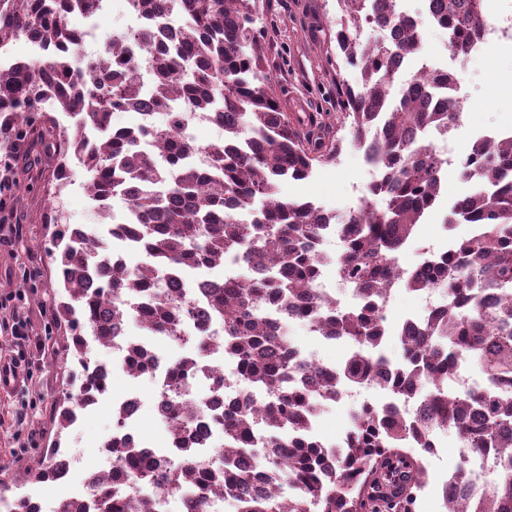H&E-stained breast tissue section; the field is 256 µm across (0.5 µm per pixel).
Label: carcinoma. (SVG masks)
Returning a JSON list of instances; mask_svg holds the SVG:
<instances>
[{"label": "carcinoma", "mask_w": 512, "mask_h": 512, "mask_svg": "<svg viewBox=\"0 0 512 512\" xmlns=\"http://www.w3.org/2000/svg\"><path fill=\"white\" fill-rule=\"evenodd\" d=\"M136 2L155 18L149 36L134 50L107 42L75 68L84 36L73 17L88 16L101 0H0V51L23 37L41 41L46 52L0 63V137L27 142L34 165L55 163L43 187L51 199L77 159L89 195L104 202L101 212L114 197L126 201L133 220L109 231L136 243L146 258L134 267L112 260L98 277L88 256L98 249L95 233L53 224V261L69 297L55 316L70 333L77 395L72 406L55 405V441L22 475L51 480L62 431L76 422L77 410L112 390V379L89 356L90 343L108 345L131 321L177 340L182 324L203 313L222 326L223 337L194 338L195 355L169 367V392L181 395L199 379L204 359L237 364L248 397L216 416L224 445L214 460H151L113 439L112 474L90 477L86 498H63L57 512H163L164 500L136 494L144 479L190 498V512H213L218 500L236 512H415L428 480L423 455L438 447L440 432L454 433L464 449L442 485L445 512H512V142H480L462 163L460 176L473 191L453 202L445 223L477 226L481 234L456 239L429 258L428 272L401 279L399 254L444 193L429 135L451 134L460 112L451 99L438 110L432 102L455 76L412 73L403 80L391 68L393 58L417 52L415 39L403 34L396 0H336V58L357 68L359 79L344 88V112L334 123L282 107L261 27L270 0ZM433 10L448 48L467 54L479 26L473 0H433ZM388 31L398 40L388 41ZM144 55L154 68L147 86L136 75ZM117 109L134 122L112 128ZM144 109L165 114V123L148 122ZM56 112L73 124L60 125ZM188 112L222 126L224 135L205 146L177 137ZM344 127L346 140L338 136ZM345 141L366 151L379 174L358 212L329 224L312 200L280 196L282 181L309 178L336 160ZM247 210L251 219H239ZM333 227L343 236L335 271L354 295L344 307L316 290L326 264L321 241ZM229 257L247 274L206 284L197 299L184 296L173 278L221 267ZM403 287L443 289L448 305L415 326L392 328L379 310ZM272 309L349 341L353 350L330 370L308 368L291 354ZM470 360L481 370L476 386L449 392V377ZM125 361L131 373H149L137 344H128ZM379 369L386 400L349 412L343 447L328 455L311 434L313 418ZM209 398L168 403L172 448L186 451L183 432ZM406 400L413 411L398 412ZM258 412L266 423L259 436Z\"/></svg>", "instance_id": "carcinoma-1"}]
</instances>
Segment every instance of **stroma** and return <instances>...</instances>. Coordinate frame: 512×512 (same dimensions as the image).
<instances>
[{
	"mask_svg": "<svg viewBox=\"0 0 512 512\" xmlns=\"http://www.w3.org/2000/svg\"><path fill=\"white\" fill-rule=\"evenodd\" d=\"M274 24L267 30L270 69L288 111L332 112L336 109V84L347 68L329 65L336 51V0H271ZM459 94L467 112L454 133L458 146L488 129L512 128V41L491 46L486 53L456 65ZM69 185L57 204H49L42 186L50 174L45 164L18 165L13 196L0 207V229L14 227L9 242L0 241V298L21 291L29 320L30 336L20 340L0 327V352L22 362L27 377L15 391L0 392V463L39 459L53 440L76 456L69 484L14 481L9 494H34L56 501L83 493L86 470L94 465L99 441L112 430V407L105 404L79 411L77 422L63 435H56L51 422L53 404L67 389L69 370L75 361L65 352L67 331L53 317L55 304L68 296L57 281L55 265L48 253L52 246L51 225L46 218L56 214L59 223L98 226L102 220L87 190V174L71 162ZM367 180L359 152L345 147L336 162L318 167L304 181L287 180L281 196L310 198L335 214L347 212ZM466 189L457 170L444 179L446 202L420 224L419 240L436 249L448 246L450 234L464 235L468 225L446 231V203ZM454 435L440 437L434 455L425 458L429 484L421 492L415 512H443L440 489L458 459Z\"/></svg>",
	"mask_w": 512,
	"mask_h": 512,
	"instance_id": "stroma-1",
	"label": "stroma"
}]
</instances>
